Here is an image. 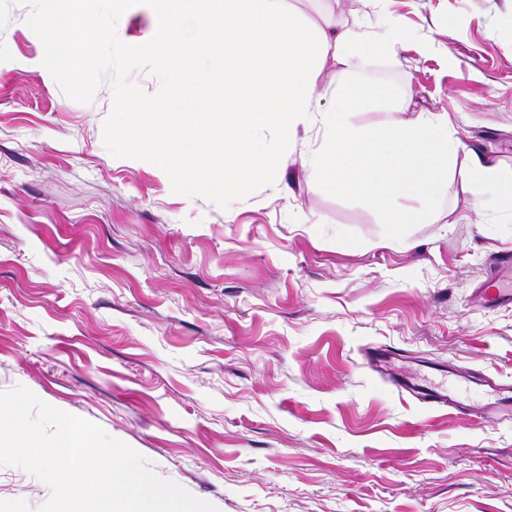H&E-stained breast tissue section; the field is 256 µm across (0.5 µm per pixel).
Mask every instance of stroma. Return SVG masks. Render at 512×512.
<instances>
[{
    "label": "stroma",
    "instance_id": "obj_1",
    "mask_svg": "<svg viewBox=\"0 0 512 512\" xmlns=\"http://www.w3.org/2000/svg\"><path fill=\"white\" fill-rule=\"evenodd\" d=\"M308 27L412 29L373 78L403 117L512 170V0H287ZM11 5L0 29V391L21 385L98 424L219 512H512V418L430 407L369 361L412 352L512 383V305L474 290L512 232L454 186L400 241L368 207L322 191L300 129L273 184L228 208L173 193L166 173L103 141L109 83L66 97ZM152 9L119 19L129 45ZM49 487L0 465V512Z\"/></svg>",
    "mask_w": 512,
    "mask_h": 512
}]
</instances>
